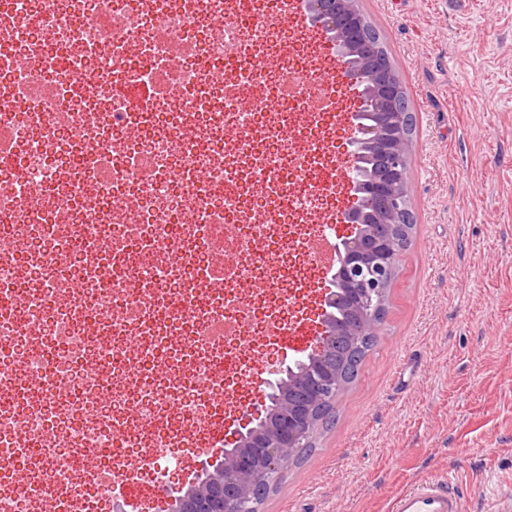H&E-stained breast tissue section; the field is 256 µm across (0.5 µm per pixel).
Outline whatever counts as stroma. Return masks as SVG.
<instances>
[{"label": "stroma", "instance_id": "1", "mask_svg": "<svg viewBox=\"0 0 512 512\" xmlns=\"http://www.w3.org/2000/svg\"><path fill=\"white\" fill-rule=\"evenodd\" d=\"M414 115L415 227L377 343L259 512H388L424 480L460 512L512 487V0H360Z\"/></svg>", "mask_w": 512, "mask_h": 512}]
</instances>
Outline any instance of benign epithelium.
Here are the masks:
<instances>
[{"mask_svg": "<svg viewBox=\"0 0 512 512\" xmlns=\"http://www.w3.org/2000/svg\"><path fill=\"white\" fill-rule=\"evenodd\" d=\"M306 25L334 44L344 79L376 118L349 115L350 165L345 180L363 206L344 213L353 233L336 246V265L326 276L317 317L321 334L292 362L271 368L267 392L258 402L254 425L240 434L237 446L224 448V469L179 512H252L251 495L272 485L294 451L312 442L316 425L311 405L336 398V358L341 346L379 329L377 317L387 278L401 252L403 221L412 211L408 190L411 144L406 134V91L391 59L381 64L356 46L369 40L358 0H305Z\"/></svg>", "mask_w": 512, "mask_h": 512, "instance_id": "benign-epithelium-1", "label": "benign epithelium"}]
</instances>
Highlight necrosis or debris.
<instances>
[{
	"mask_svg": "<svg viewBox=\"0 0 512 512\" xmlns=\"http://www.w3.org/2000/svg\"><path fill=\"white\" fill-rule=\"evenodd\" d=\"M242 15L250 27H239ZM106 38L109 53L99 47ZM36 46L46 62L32 58ZM244 46L256 67L240 90L257 102L253 111L224 86V57ZM0 48L13 58L0 70V86L14 90L0 131L14 139L15 164L0 169V512H44L43 493L54 487L69 512H99L111 496L75 454L109 446L114 419L131 409L127 448L104 458L102 470L138 477L178 464L168 448L203 443L200 431L183 428L184 414L210 400L242 403V373L217 366L255 358L247 341H202L213 314L244 316L249 335H267L311 280L310 255L297 243L324 232L315 214L336 198L331 126L281 88L296 66L320 69L298 29L271 19L265 0H6ZM160 79L166 92L152 121L138 122L133 98ZM48 82L59 97L45 94ZM74 82L82 94H68ZM33 110L51 114V127L30 120ZM231 129L248 140L228 139ZM293 129L317 152L302 153ZM87 147L111 158L107 177L79 166ZM190 169L197 180L185 179ZM279 172L310 193L271 195L267 181ZM215 255L251 291L233 295L209 282L202 269ZM60 258L65 282L55 273ZM133 282L141 290L129 291ZM47 300L54 316L42 313ZM145 306L158 311L148 326L129 314ZM160 339L188 362L153 376ZM48 346L83 396H59L52 421L39 409L41 389L27 403L12 400L17 381L41 370L33 353ZM186 368L204 388L178 386ZM20 435L38 442L22 458L9 446Z\"/></svg>",
	"mask_w": 512,
	"mask_h": 512,
	"instance_id": "obj_1",
	"label": "necrosis or debris"
}]
</instances>
